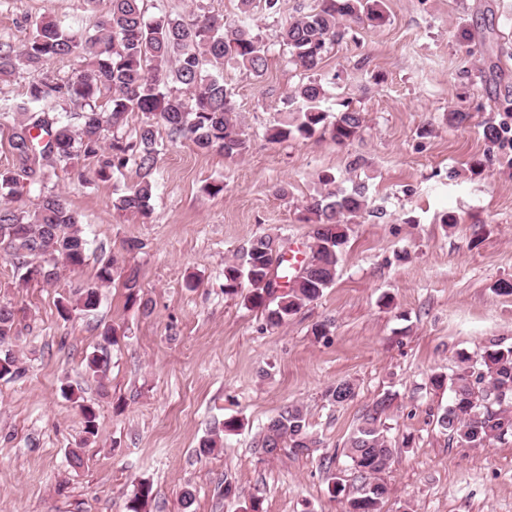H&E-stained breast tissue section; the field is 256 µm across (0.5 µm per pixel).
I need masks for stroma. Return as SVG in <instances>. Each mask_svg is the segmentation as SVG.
Masks as SVG:
<instances>
[{
  "label": "stroma",
  "mask_w": 512,
  "mask_h": 512,
  "mask_svg": "<svg viewBox=\"0 0 512 512\" xmlns=\"http://www.w3.org/2000/svg\"><path fill=\"white\" fill-rule=\"evenodd\" d=\"M382 2L386 22L354 28L314 73L323 109L348 101L363 112L352 142L265 138L304 79L276 32L296 8L317 4L284 0L278 15L256 21L270 47L265 74L224 67L250 140L244 156L165 142L146 220L112 207L139 181L136 168L106 182L78 179L91 166L81 158L50 171L44 190L79 215L87 258L46 287L22 281L12 248L0 243V305L15 312L7 348L22 370L0 379V512H126L142 482L152 487L150 512H182L187 487L193 512H240L254 497L262 512H342L329 479L356 493L362 480L344 444L388 393L395 400L383 422L396 453L382 475L383 512H512V443L449 441L435 425L449 393L428 384L460 354L512 346V295L494 290L512 280V114L500 106L512 96V0ZM105 8L104 0H0V41L21 45L43 15L88 30ZM452 107L469 121L449 125ZM501 124L505 138L485 141L483 127ZM325 173L343 188L365 184L371 211L352 225L334 284L283 326L266 327L243 296L225 295L224 266L263 233L307 248L303 209L323 192ZM216 182L224 185L217 194ZM448 212L457 224H442ZM112 257L120 270L98 286V308L60 317L59 299L97 286L98 267ZM130 269L136 303L125 286ZM324 321L329 334L314 336ZM107 325L117 330L110 365L94 376L84 358L103 345ZM344 380L354 398L330 402L327 389ZM65 382L98 406L100 432L89 445L77 403L61 393ZM292 404L306 410L320 447L262 458V425ZM230 417L242 426L223 451L200 455L202 439ZM78 446L84 464L75 469L68 453ZM228 481L235 496L224 494Z\"/></svg>",
  "instance_id": "1"
}]
</instances>
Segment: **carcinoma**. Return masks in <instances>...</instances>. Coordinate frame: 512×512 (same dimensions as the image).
<instances>
[{"label": "carcinoma", "mask_w": 512, "mask_h": 512, "mask_svg": "<svg viewBox=\"0 0 512 512\" xmlns=\"http://www.w3.org/2000/svg\"><path fill=\"white\" fill-rule=\"evenodd\" d=\"M257 1L271 17L281 10V0H239V15L230 22L204 12H165L149 18L146 0H108L92 34L67 33L54 19L42 16L20 47L0 43V80L22 69L29 75L27 102L7 120L14 165L0 170V195H14L21 184L40 185L48 168L67 169L81 157L94 163L93 174L100 181L136 167L142 180L117 194L112 206L147 217L155 194L151 175L160 154L159 129H165L170 141L188 140L200 151L217 150L228 157L246 153L249 140L240 129L231 93L214 72L231 60L250 75L263 76L269 47L252 26ZM385 21L381 0H319L315 8L298 9L276 38L288 48L289 62L307 74L343 40L350 24L380 26ZM69 56L83 58L85 69L66 79L45 75L49 63ZM324 98L319 81L299 84L291 96L299 106L267 128L268 141L307 139L325 131L338 145L356 139L365 121L362 112L342 102L331 121L321 108ZM60 99L80 111L45 108ZM132 114L145 119L129 137L121 129ZM368 208L367 188L361 184L312 197L305 206L311 224L305 272L289 273L284 267V239L262 234L250 240L238 262L224 267V294L233 296L249 287L247 302L261 311L266 326H282L334 284L350 225ZM5 240L17 251V267L26 282L52 286L59 265L76 268L85 262L87 240L80 218L58 195L43 196L30 211L0 206V241ZM98 305V289L88 287L78 290L74 300H59V312L67 317L78 307L93 311ZM14 324V311L0 306V346L10 340ZM108 363L101 348L85 357L86 370L93 374L105 371ZM428 383L451 392L448 405L436 415L438 429L450 440L468 448L512 442V346L493 345L475 361L462 355L456 371L433 373ZM354 396L349 381H339L327 391L334 403ZM391 401L385 395L366 410L345 443L351 469L363 479L345 512H382L389 488L380 475L390 468L395 454L382 421ZM79 408L88 442L98 436L99 413L92 403L82 402ZM264 428L271 434L260 435L261 455L275 456L284 448L308 455L319 445L307 413L297 405L284 407ZM223 448V435L216 433L201 441L199 454L213 455ZM151 500V486L142 484L133 490L127 512H147Z\"/></svg>", "instance_id": "carcinoma-1"}]
</instances>
